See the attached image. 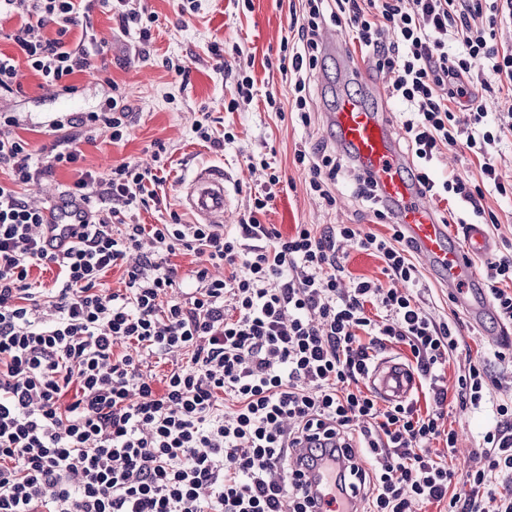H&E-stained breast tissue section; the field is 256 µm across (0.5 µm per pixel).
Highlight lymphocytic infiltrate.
Listing matches in <instances>:
<instances>
[{
	"label": "lymphocytic infiltrate",
	"instance_id": "f902f5d3",
	"mask_svg": "<svg viewBox=\"0 0 512 512\" xmlns=\"http://www.w3.org/2000/svg\"><path fill=\"white\" fill-rule=\"evenodd\" d=\"M98 2L149 58L157 17L140 0H0V11L21 19L9 35L17 56L0 53V94L20 93L28 70L76 92L73 77L108 52L90 31L70 39ZM508 21L512 0H301L279 69L298 121L310 125L320 31L347 26L363 65L393 77L410 175L429 195L465 202L494 225L482 201L485 189L508 192L492 147L512 135V111L489 124L483 95L512 87V43H497L495 31ZM479 57L489 62L482 73L472 70ZM134 120L116 86L107 111L73 117L74 134L34 151L13 135V113H0V171L10 177L0 181V512H311L291 454L326 433L348 439L357 465L340 468L319 446L305 464L331 475L339 500L363 493L365 512L442 502L448 512H512V494L499 489L512 480V398L494 395L482 361H466L448 383L445 369L463 348L413 293L419 270L401 231L299 224L282 235L259 220L280 183L265 160L266 179L236 232L186 224L174 212L142 224L140 210L163 203L164 179L125 161L103 176L82 172L68 193L95 221L63 252L48 248L43 205L21 197L19 186L77 163L81 141L125 140ZM445 149L475 156L478 179L435 183L428 165ZM294 160L327 205L344 175L375 217H386L356 164L323 146L296 148ZM348 242L382 260L387 283L348 278ZM181 250L206 256V266L179 275L170 258ZM51 265L59 286L43 302L30 272ZM213 265L230 267L229 276L212 277ZM116 267L125 271L120 293L103 283ZM482 276L498 319L511 322L512 256L489 260ZM391 344L409 348L422 400L383 403L363 390ZM153 358L177 365L158 379ZM452 398L494 417L480 453L458 474L432 448L438 439L455 447V431L444 428Z\"/></svg>",
	"mask_w": 512,
	"mask_h": 512
}]
</instances>
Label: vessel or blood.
<instances>
[{"instance_id": "b4317fda", "label": "vessel or blood", "mask_w": 512, "mask_h": 512, "mask_svg": "<svg viewBox=\"0 0 512 512\" xmlns=\"http://www.w3.org/2000/svg\"><path fill=\"white\" fill-rule=\"evenodd\" d=\"M328 120L336 132L337 148L350 152L363 173L376 183L406 241L440 277L453 302L475 324H483L493 307L486 283L474 269L471 257L492 250L484 225H465L462 240L452 238L422 187L406 178L411 161L399 147L396 127L386 109L368 105L361 96L344 95L338 98ZM182 201L198 223H223L229 207L223 168L198 170L185 185ZM43 216L46 238L56 252L74 241L81 225L92 221L88 207L64 192L48 197ZM369 382L381 398L390 402L405 401L416 384L411 371L392 358L377 362Z\"/></svg>"}]
</instances>
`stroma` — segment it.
I'll use <instances>...</instances> for the list:
<instances>
[{
	"label": "stroma",
	"mask_w": 512,
	"mask_h": 512,
	"mask_svg": "<svg viewBox=\"0 0 512 512\" xmlns=\"http://www.w3.org/2000/svg\"><path fill=\"white\" fill-rule=\"evenodd\" d=\"M143 4L158 17L152 29L151 59L145 61L138 55L137 35L123 33L111 12L98 7L91 12L86 26L109 43L106 66L73 79L75 96L84 112L101 111L113 86L122 87L136 114L130 136L118 144L103 136L82 143V158L77 164L56 169L24 187L25 197L44 199L50 191L73 185L87 170L103 175L123 161L150 163L152 154L162 147L168 157V176L163 185L167 207L141 211L140 223H163L172 211L179 212L184 223H193L192 214L184 211L181 203L182 188L198 169L220 166L230 202L224 228L232 231L244 212L250 189L262 181L261 175L251 173L247 166L248 155L255 154L266 157L282 176L279 192L268 212L261 216V223L275 225L285 235L293 233L299 224H314L321 229L359 224L365 230L391 235V224L380 222L362 206L348 180L333 186L336 204L326 206L308 193L310 172L294 161L296 146L332 144L333 131L327 126L326 114L333 111L339 96L358 90L346 75L345 53L352 48L350 31L342 33V50L322 55L311 79L312 122L305 128L265 106L266 91L276 92L283 100L288 97V87L276 66L280 42L288 32L287 5L280 0H199L197 12L183 20L175 0H143ZM235 43L244 45L254 57L257 93L251 104L228 112L224 104L235 97V87L232 80L226 79L211 48ZM169 59L188 67V78L177 77L169 70L165 65ZM9 107L18 119L16 134L31 149H41L53 141L52 124H61L63 134L71 132L53 92L42 87L33 72H26L23 91L11 99ZM205 114L210 116L214 130H233L236 141L227 145L224 152H214L195 135L193 127ZM421 298L424 308L435 318L456 326L472 360L487 356L492 348L488 333L504 328L495 319L489 320L484 330L471 328L449 298L447 288L426 270L421 273ZM504 329L512 334V324ZM444 425L458 434L456 449L446 461L449 468L461 469L481 448L486 418L461 409L452 399Z\"/></svg>",
	"instance_id": "stroma-1"
}]
</instances>
